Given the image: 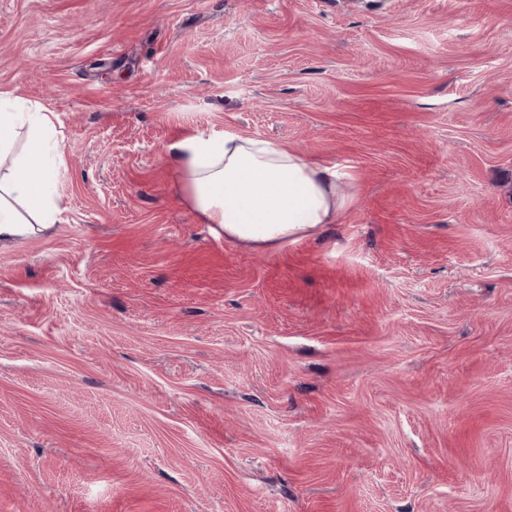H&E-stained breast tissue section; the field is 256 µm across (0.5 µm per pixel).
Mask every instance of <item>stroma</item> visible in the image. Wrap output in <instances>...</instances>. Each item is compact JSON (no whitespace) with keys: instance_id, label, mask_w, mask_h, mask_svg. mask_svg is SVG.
I'll return each mask as SVG.
<instances>
[{"instance_id":"35a3bbf8","label":"stroma","mask_w":512,"mask_h":512,"mask_svg":"<svg viewBox=\"0 0 512 512\" xmlns=\"http://www.w3.org/2000/svg\"><path fill=\"white\" fill-rule=\"evenodd\" d=\"M65 221L0 245V512H512V0H0ZM344 167L225 241L170 144Z\"/></svg>"}]
</instances>
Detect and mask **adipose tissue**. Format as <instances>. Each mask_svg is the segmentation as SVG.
<instances>
[{"label": "adipose tissue", "instance_id": "ef3b65f1", "mask_svg": "<svg viewBox=\"0 0 512 512\" xmlns=\"http://www.w3.org/2000/svg\"><path fill=\"white\" fill-rule=\"evenodd\" d=\"M54 118L42 105L0 92V244L62 221L56 190L62 154ZM21 127L28 135L18 152ZM169 156L188 204L229 241L295 242L335 223L346 204L338 191L342 172L272 140L231 130L197 133L170 145Z\"/></svg>", "mask_w": 512, "mask_h": 512}]
</instances>
